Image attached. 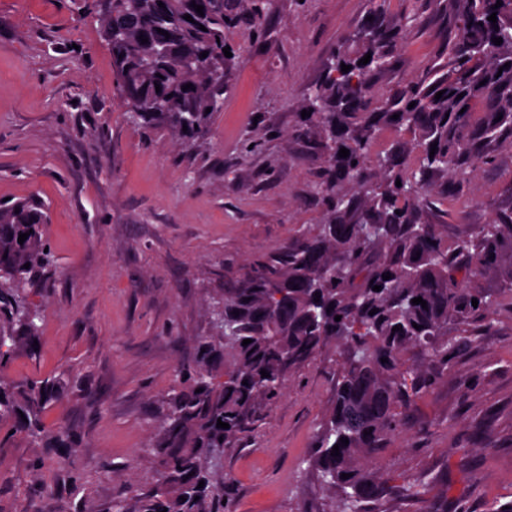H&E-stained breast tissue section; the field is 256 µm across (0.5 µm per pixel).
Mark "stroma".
Returning a JSON list of instances; mask_svg holds the SVG:
<instances>
[{
  "label": "stroma",
  "instance_id": "stroma-1",
  "mask_svg": "<svg viewBox=\"0 0 512 512\" xmlns=\"http://www.w3.org/2000/svg\"><path fill=\"white\" fill-rule=\"evenodd\" d=\"M374 0H272L267 38L225 29L236 62L224 106L200 147L132 122L120 101L95 0H0V201L37 197L49 208L43 239L54 265L39 284L44 317L35 356L0 369L17 384L57 378L42 415L68 440L0 447V512H113L161 492L160 437L170 393L183 387L215 299L246 287L251 263L299 245L327 217L319 186L327 152L301 112L338 47ZM402 24L391 66L371 73L375 97L431 84L448 69L455 0H383ZM260 143L247 151V139ZM418 137L384 124L375 155L416 167ZM493 162H470L425 182L422 222L456 247L478 225L512 216V134L477 139ZM493 335L480 321L434 386L413 398L373 465L387 476L382 512H504L512 507V295L500 294ZM347 346L330 343L288 374L276 403L259 406L236 445L208 460L230 512H329L332 494L301 462L333 404ZM45 466L33 471L35 457ZM425 485L422 498L408 484Z\"/></svg>",
  "mask_w": 512,
  "mask_h": 512
}]
</instances>
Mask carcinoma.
I'll return each mask as SVG.
<instances>
[{"instance_id": "carcinoma-1", "label": "carcinoma", "mask_w": 512, "mask_h": 512, "mask_svg": "<svg viewBox=\"0 0 512 512\" xmlns=\"http://www.w3.org/2000/svg\"><path fill=\"white\" fill-rule=\"evenodd\" d=\"M195 4L203 6V13ZM270 6V0H112V16L102 19V37L130 119L146 128L166 127L186 148H195L220 111L224 88L214 68L226 61L224 27L246 14L261 40ZM493 13L495 23L488 20ZM187 14L192 21L184 19ZM456 14L442 84L410 85L373 106L370 73L388 69L386 43L401 33V26L389 27L380 15L358 33L364 53L371 54L369 63L360 65L340 51L321 85L309 90L306 120L325 143L333 166L320 185L331 219L298 247L258 260L248 286L212 307V323L221 335L204 341L205 352L186 370L189 390L171 397L154 448L169 491L141 497L131 508L120 501L113 512H212L208 457L239 440L248 409L275 400L287 371L329 342L347 345L351 356L336 378L333 406L306 472L333 492L335 512H371L368 503L381 499L387 479L373 468V456L394 432L398 409L431 384L428 372L407 364L403 352L418 348L429 362L448 365L446 356L463 342L448 335L449 322L461 326L478 318L483 335L494 333L496 298L475 284L477 277L493 270L502 287L512 291V218L479 225L454 254L436 226L419 216L425 176L454 171L471 153L473 99L486 103L485 137L512 132V66L505 67L512 63V0H457ZM143 36L148 38L144 44ZM495 37L502 43L492 42ZM343 64L351 66L349 72L341 71ZM188 83L194 89H183ZM383 122L419 133L424 146L418 168L404 174L389 158H378L386 177L377 187L363 189L361 219L355 220L350 199L338 189L339 177L361 181L366 147ZM340 134L350 140L344 145L346 158L336 146ZM48 221L47 208L37 198L0 203V368L34 348L41 310L32 300L33 285L53 263L43 241ZM24 233L27 239L18 242ZM386 273L388 280L382 278ZM376 285L381 290H373ZM417 297L427 308L412 303ZM337 315L341 320H335ZM245 339L251 343L242 345ZM383 357L388 362H381ZM263 369L269 376H261ZM56 398L54 379L23 387L0 382V426L9 424L13 434L34 445L57 439L60 432L42 422ZM219 420L229 428L217 427ZM336 445L339 455L333 456ZM343 473L349 478H341Z\"/></svg>"}]
</instances>
